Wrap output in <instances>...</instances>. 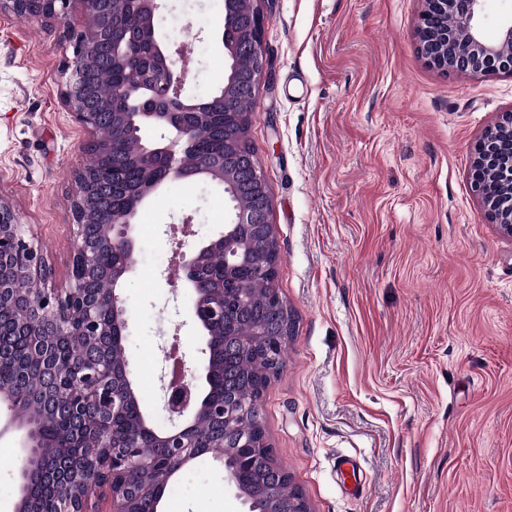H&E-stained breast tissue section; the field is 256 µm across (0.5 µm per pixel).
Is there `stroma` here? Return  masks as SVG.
<instances>
[{"mask_svg":"<svg viewBox=\"0 0 512 512\" xmlns=\"http://www.w3.org/2000/svg\"><path fill=\"white\" fill-rule=\"evenodd\" d=\"M421 0H261L265 73L247 136L270 191L293 319L282 372L261 399L277 460L311 512H512V237L471 191L475 142L512 110V77L429 66ZM221 0H161L160 37L184 43L186 96L222 84ZM69 23L0 11V199L65 284L74 171L88 139L63 103ZM224 197L201 180L163 186L136 219L138 262L121 288L126 353L152 423L164 346L204 361L171 261L192 217L221 230ZM0 405V512H13L18 428ZM356 459L361 486L337 472ZM160 512H243L223 465L174 478Z\"/></svg>","mask_w":512,"mask_h":512,"instance_id":"obj_1","label":"stroma"}]
</instances>
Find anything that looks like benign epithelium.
<instances>
[{
    "mask_svg": "<svg viewBox=\"0 0 512 512\" xmlns=\"http://www.w3.org/2000/svg\"><path fill=\"white\" fill-rule=\"evenodd\" d=\"M75 1L82 6L84 25L78 32L69 31L73 59L64 102L86 130L85 151L98 165L86 164L75 173L77 191L71 207L74 244L66 287L52 286L51 268L18 224L10 205L0 199V308L17 312L15 323L28 330L40 358L49 357L53 338L82 336L99 344L108 337H125L129 314L118 290L137 265L135 219L163 185L200 179L221 188L226 196L238 195L243 155L234 141L225 142L223 153L207 157L194 170H185L182 161L199 151L212 133L224 129V114L231 111L246 86L256 92L264 71L261 10H255L249 21H242L233 0H224L218 37L228 58L245 57L250 66L242 71L231 65L222 86L201 103L183 96L187 73L179 62L184 46L165 43L157 36L158 0H138L141 16L134 26L112 12V0H0V10L37 21H65ZM482 2L423 0L417 36L421 55L429 65L478 78L512 76V19L502 25L496 41H486L480 24ZM109 40L114 46L112 68L120 76L110 103L97 95L95 73L97 45ZM129 67L137 74L132 85L123 80ZM129 121L135 122L138 130L147 126L160 135L157 141L141 145L137 157L125 160L138 174L135 181L123 183L111 177L109 155L119 154ZM108 127L112 128L110 143L104 138ZM506 141L512 143V111L501 113L476 141L468 178L489 222L512 237V152L503 155ZM491 169L500 176L497 184L487 179ZM248 177V185L258 196L269 197L257 164H252ZM112 192L120 193L119 218L109 224V235H93L88 226L97 223L99 197ZM258 239L272 243L268 254L253 251ZM215 254L224 255L220 272L227 276L240 268L258 267L269 278H276L281 253L268 219V205L251 209L231 205L222 230L179 252L182 279L189 288V313L205 336L224 324L226 311L224 296L206 287L211 277L207 264ZM229 302L235 304L245 330L224 336V352L239 356L253 352L258 361L277 366V354L290 336L288 307L281 298H274L272 310L278 318L268 324L250 318L244 289L235 290ZM120 352L117 361L105 350L91 364L80 357L70 365L67 386L59 393L74 412L96 414V445L85 449L83 463L73 467L59 464L49 472L64 488L82 489L78 512H136V501L146 489L133 487L132 474L150 472L158 485L165 487L183 467L210 453L212 447L216 448L214 458L224 465L227 485L248 512H278L275 488L289 474L269 459L268 440L262 436L260 423L253 421L255 403L240 399L234 385L225 388L221 403L203 398L198 382L210 377L207 365L187 377L184 364H179L178 375L163 394L169 425L162 432L141 418L143 428L153 433L163 449L161 455L141 453L137 433L115 434L111 423L124 406L131 401L141 404L125 347H120ZM208 416L220 427V438L214 444L198 432L199 422ZM253 470L261 473L263 482L260 492L254 494L240 481L242 474Z\"/></svg>",
    "mask_w": 512,
    "mask_h": 512,
    "instance_id": "benign-epithelium-1",
    "label": "benign epithelium"
}]
</instances>
